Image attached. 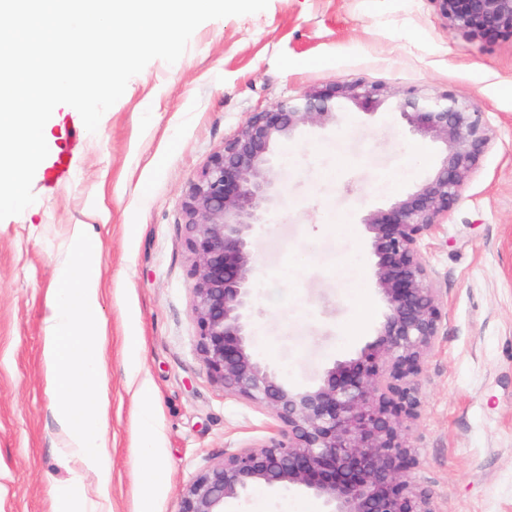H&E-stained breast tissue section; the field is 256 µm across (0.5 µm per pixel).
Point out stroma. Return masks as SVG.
<instances>
[{"label":"stroma","mask_w":512,"mask_h":512,"mask_svg":"<svg viewBox=\"0 0 512 512\" xmlns=\"http://www.w3.org/2000/svg\"><path fill=\"white\" fill-rule=\"evenodd\" d=\"M364 82L390 92L374 113L343 104L335 124L306 127L275 151L274 199L256 226L252 331L259 357L305 386L372 342L384 307L374 294L361 220L422 181L439 145L410 131L393 94L414 88L479 101L492 141L436 238L422 244L443 318L420 374V415L407 437L414 480L442 512H512V40L449 35L433 0H269L266 10L209 20L174 64L132 77L96 133L73 107L45 125L34 204L0 221V512H54L55 489L78 484L87 512H178L182 491L212 462L268 438L277 422L225 394L202 363L191 309L182 204L190 184L249 113L314 87ZM79 135L62 146L60 134ZM412 175L398 182L412 147ZM72 161L53 185L61 148ZM354 224V234L339 222ZM90 224L102 277L100 320L110 410L107 506L80 459L61 465L41 336L55 268L71 228ZM372 313L351 331L361 294ZM140 345L130 371L129 334ZM154 405L148 488L137 464L141 388ZM228 512H326L312 494L257 486Z\"/></svg>","instance_id":"35a3bbf8"}]
</instances>
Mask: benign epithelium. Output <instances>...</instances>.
<instances>
[{
    "label": "benign epithelium",
    "mask_w": 512,
    "mask_h": 512,
    "mask_svg": "<svg viewBox=\"0 0 512 512\" xmlns=\"http://www.w3.org/2000/svg\"><path fill=\"white\" fill-rule=\"evenodd\" d=\"M435 2L452 34L472 42L512 39V0ZM385 97L377 84H334L252 112L186 194L191 305L203 363L225 393L265 408L279 427L264 442L224 452L185 490L178 512H226L227 503L257 485L311 493L327 512H441L432 490L412 480L418 458L406 434L419 415L421 368L442 320L419 242L438 231L491 143L476 101L413 88L397 96L401 119L441 149L421 183L363 219L384 306L375 340L303 388L285 385L252 349L250 235L269 213L274 145L302 126L336 122L340 100L373 111Z\"/></svg>",
    "instance_id": "7a95c632"
}]
</instances>
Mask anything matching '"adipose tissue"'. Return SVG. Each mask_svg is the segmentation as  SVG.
<instances>
[{"mask_svg": "<svg viewBox=\"0 0 512 512\" xmlns=\"http://www.w3.org/2000/svg\"><path fill=\"white\" fill-rule=\"evenodd\" d=\"M98 247L89 224L72 227L73 260L55 270L44 321L42 360L45 377L59 396L53 419L77 449L84 465L97 475L95 493L110 498L112 463L108 449V390L102 342L107 332L99 320L102 280L99 269L86 262Z\"/></svg>", "mask_w": 512, "mask_h": 512, "instance_id": "adipose-tissue-1", "label": "adipose tissue"}]
</instances>
